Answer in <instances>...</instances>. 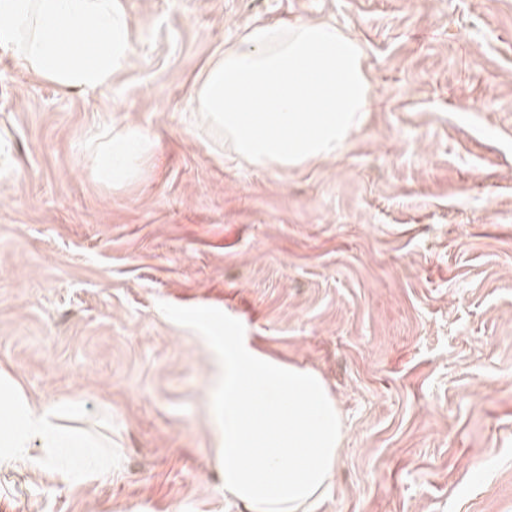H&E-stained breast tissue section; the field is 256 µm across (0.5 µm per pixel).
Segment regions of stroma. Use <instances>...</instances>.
Returning <instances> with one entry per match:
<instances>
[{"mask_svg":"<svg viewBox=\"0 0 512 512\" xmlns=\"http://www.w3.org/2000/svg\"><path fill=\"white\" fill-rule=\"evenodd\" d=\"M109 89L0 48V369L99 444L32 441L0 512H241L216 464L232 318L344 417L317 512H512V0H123ZM336 22L373 98L337 155L257 167L193 87L246 26ZM151 147L101 180V134Z\"/></svg>","mask_w":512,"mask_h":512,"instance_id":"stroma-1","label":"stroma"}]
</instances>
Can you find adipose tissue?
I'll return each instance as SVG.
<instances>
[{
	"label": "adipose tissue",
	"instance_id": "1",
	"mask_svg": "<svg viewBox=\"0 0 512 512\" xmlns=\"http://www.w3.org/2000/svg\"><path fill=\"white\" fill-rule=\"evenodd\" d=\"M87 37L88 49L71 45ZM0 47L15 50L35 75L94 94L108 89L129 50L121 0H0ZM362 43L336 24L303 21L247 26L196 82L189 103L229 151L257 166H299L340 152L362 125L372 88ZM146 144L128 129L102 144L101 176L120 184L135 173ZM222 388L224 497L245 512H315L333 487L344 420L323 378L225 331L216 345ZM0 469L44 447L73 442L52 409L0 378Z\"/></svg>",
	"mask_w": 512,
	"mask_h": 512
}]
</instances>
